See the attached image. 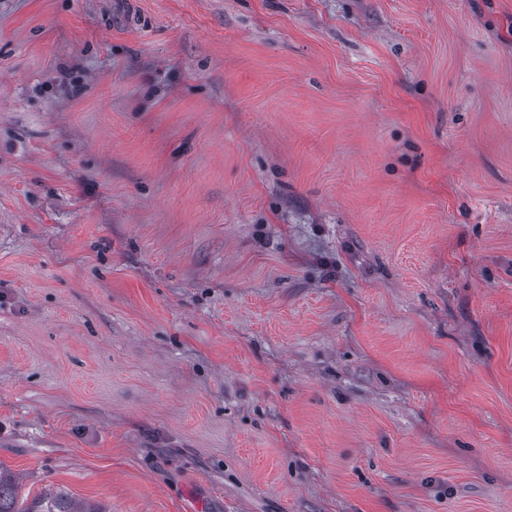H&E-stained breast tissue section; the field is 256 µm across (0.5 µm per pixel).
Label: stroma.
Instances as JSON below:
<instances>
[{"instance_id":"1","label":"stroma","mask_w":512,"mask_h":512,"mask_svg":"<svg viewBox=\"0 0 512 512\" xmlns=\"http://www.w3.org/2000/svg\"><path fill=\"white\" fill-rule=\"evenodd\" d=\"M0 471L512 512V0H0Z\"/></svg>"}]
</instances>
